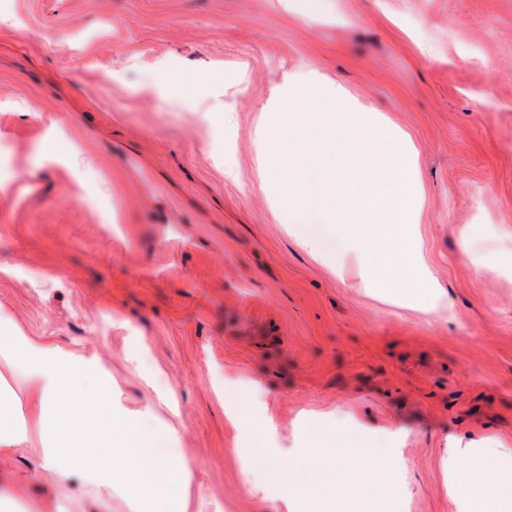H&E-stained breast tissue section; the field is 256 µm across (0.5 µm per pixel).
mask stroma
I'll list each match as a JSON object with an SVG mask.
<instances>
[{
    "label": "stroma",
    "mask_w": 512,
    "mask_h": 512,
    "mask_svg": "<svg viewBox=\"0 0 512 512\" xmlns=\"http://www.w3.org/2000/svg\"><path fill=\"white\" fill-rule=\"evenodd\" d=\"M329 3L0 0V318L99 359L160 452L197 466L192 512H272L280 488L256 491L239 451L298 446L307 414L375 445L402 431L397 512H461L448 435L512 447V275L462 247L512 236V0ZM308 68L417 147L448 312L337 273L331 225L274 206L255 130ZM224 414L239 430H250L254 435L259 434L250 421V414L246 409V403L239 388L224 387Z\"/></svg>",
    "instance_id": "stroma-1"
}]
</instances>
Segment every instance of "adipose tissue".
<instances>
[{
    "mask_svg": "<svg viewBox=\"0 0 512 512\" xmlns=\"http://www.w3.org/2000/svg\"><path fill=\"white\" fill-rule=\"evenodd\" d=\"M0 358L23 378L21 404L0 398V458L32 454L29 472L0 481V505L22 501L26 484L49 473L78 489L35 500L31 512H85L87 494L101 504L120 495L131 512H190L194 466L158 453L157 434L114 401L94 358L18 330L0 335ZM241 454L264 484L280 487L286 512H394L402 492L385 451L344 429L308 434L293 452L298 480L273 456ZM444 462L462 512H512V448L452 438ZM340 486L346 496H337Z\"/></svg>",
    "mask_w": 512,
    "mask_h": 512,
    "instance_id": "ef3b65f1",
    "label": "adipose tissue"
}]
</instances>
